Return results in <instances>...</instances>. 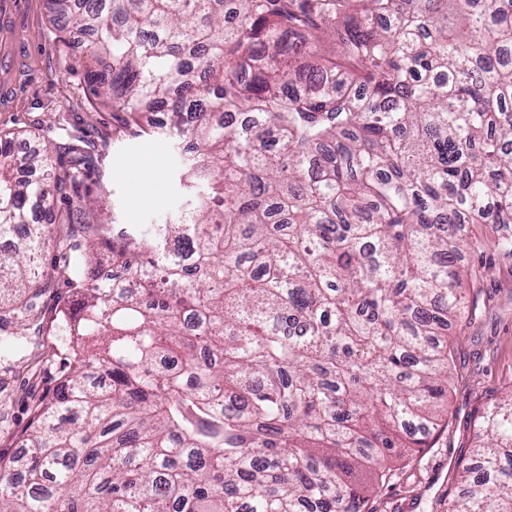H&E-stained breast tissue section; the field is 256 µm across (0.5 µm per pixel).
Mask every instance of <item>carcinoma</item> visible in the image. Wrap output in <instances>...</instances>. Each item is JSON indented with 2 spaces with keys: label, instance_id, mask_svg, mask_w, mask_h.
<instances>
[{
  "label": "carcinoma",
  "instance_id": "obj_1",
  "mask_svg": "<svg viewBox=\"0 0 512 512\" xmlns=\"http://www.w3.org/2000/svg\"><path fill=\"white\" fill-rule=\"evenodd\" d=\"M191 206L104 242L86 140L0 135V321L63 269L60 382L0 458V512H369L445 424L465 253L512 256V0H50ZM65 204L59 232L36 220ZM498 226L486 239L469 232ZM448 512H512V397Z\"/></svg>",
  "mask_w": 512,
  "mask_h": 512
}]
</instances>
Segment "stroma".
Here are the masks:
<instances>
[{
  "label": "stroma",
  "mask_w": 512,
  "mask_h": 512,
  "mask_svg": "<svg viewBox=\"0 0 512 512\" xmlns=\"http://www.w3.org/2000/svg\"><path fill=\"white\" fill-rule=\"evenodd\" d=\"M48 0H0V131L23 132L50 145L79 127L99 169L86 185L117 225L144 232L183 207L184 151L164 134L122 129L111 109L93 107L84 82L85 44H62ZM475 281L479 308L448 331L452 351L448 427L434 447L401 451L392 476L369 502L373 512H446L441 499L458 491L456 463L475 441L474 417L512 393V258L492 256ZM65 287L33 291L24 323L0 324V455L21 453L17 438L35 400L58 385L65 338L54 323Z\"/></svg>",
  "instance_id": "obj_1"
}]
</instances>
